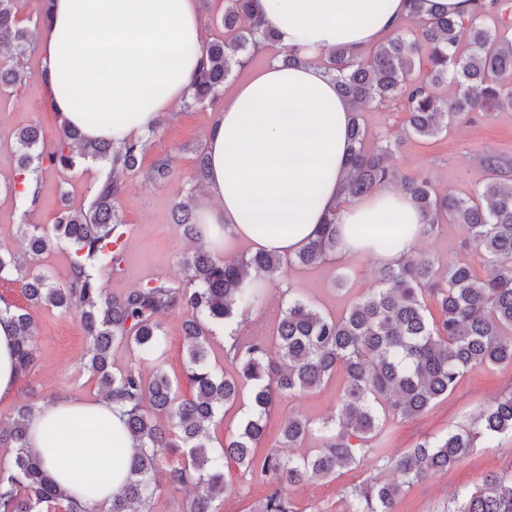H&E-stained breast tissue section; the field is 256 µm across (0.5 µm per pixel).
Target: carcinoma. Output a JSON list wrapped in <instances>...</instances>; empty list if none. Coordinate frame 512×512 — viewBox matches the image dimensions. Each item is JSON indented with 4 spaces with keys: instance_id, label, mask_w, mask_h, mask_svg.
Listing matches in <instances>:
<instances>
[{
    "instance_id": "1",
    "label": "carcinoma",
    "mask_w": 512,
    "mask_h": 512,
    "mask_svg": "<svg viewBox=\"0 0 512 512\" xmlns=\"http://www.w3.org/2000/svg\"><path fill=\"white\" fill-rule=\"evenodd\" d=\"M409 2L408 21L415 26L411 35L397 34L367 55L345 47L330 52L324 68L338 91L356 106L403 103L404 132L420 138L448 131L462 115L512 110L509 26L490 29L481 22L483 15L503 11L506 0H476V10L466 20L447 14L425 17L422 0ZM20 3L0 0V46L12 55V63L0 64V90L14 95L33 78L24 60L35 50L29 31L19 25ZM222 23L224 40L204 44L202 66L187 95L195 106L216 101L243 57L274 41V34L261 29L251 14L249 0H224ZM423 56L427 75L415 81L410 75ZM448 83L456 87L453 97L435 94V87ZM44 137L36 125L14 134L18 155L14 176L4 188L27 208L38 203V194L29 197L22 189L29 176L37 181L46 170L71 169L87 159L109 163V172L87 206L58 212L49 229L24 226V252L0 255V279L16 283L34 305L80 310L88 340L84 366L119 407L137 442L127 463V481L107 512H151L159 472L172 487L196 488L187 512H217L214 502L232 467L240 477L260 478L269 487L253 512H295L281 495L282 485L333 480L371 455L378 473L346 490V512H395L405 490L451 469L477 439L491 443L502 435L512 437V391L484 408L467 428L395 452L390 436L391 421L424 415L448 398L472 368L512 364V187L499 179V157L484 158L491 177L472 195L439 193L426 178L402 176L391 166V143L365 148V130L353 118L345 198L356 200L399 183L428 229L443 221L460 225L465 244L485 257L490 273L480 278L464 260L448 264L440 277L433 260L405 257L381 264L380 288L352 301L341 315H327L311 299L290 291L273 335L243 340L238 328L266 295L264 288L248 287L247 279L268 284L288 263L311 266L331 259L341 245L336 215L291 256L257 251L220 257L200 247L183 257L182 283L158 277L120 297L109 296L101 275L119 265L125 236L116 200L123 193L122 177L140 173L138 159L146 143L131 140L116 147L106 139L91 141L64 123L54 132L52 150L40 149ZM173 220L191 238L206 233L185 201L175 204ZM54 249L71 254L70 275L62 283L30 267L32 260ZM427 297L438 311L432 321L426 315ZM182 308L192 311L183 336L186 377L193 389L188 398L162 367L167 347L162 317ZM6 310L12 311L16 367L24 378L35 361L34 324L23 309ZM216 327L224 328L231 340L224 348V358L234 366L230 376L210 363L209 339ZM117 343L154 361L151 374L133 366L113 371L112 347ZM338 374L343 385L336 415L317 426L300 415L290 416L278 439L282 448H299L314 436L319 448L298 459L272 449L256 462L273 406ZM243 388L250 390L245 415L224 436L221 450L214 451L208 424L224 407L237 403ZM34 409L26 403L9 421H0V447L13 452L10 465L0 467V508L52 512L63 504L65 512H89L67 500L43 463L26 451L27 422ZM386 470L394 477L384 478ZM452 512H512V475H492L474 491L460 490Z\"/></svg>"
}]
</instances>
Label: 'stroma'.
I'll return each mask as SVG.
<instances>
[{"mask_svg": "<svg viewBox=\"0 0 512 512\" xmlns=\"http://www.w3.org/2000/svg\"><path fill=\"white\" fill-rule=\"evenodd\" d=\"M42 54L29 56L25 65L33 78L24 93L0 94V182L6 181L11 169L1 163L16 149L14 134L31 125L40 126L45 134V149H52V135L58 119L47 104L48 93L39 79L43 67ZM218 113L217 107L177 104L163 115L160 125L147 141L140 159L141 173L127 179L120 198L119 212L127 227L126 244L120 264L105 273L102 285L106 292L121 296L142 287L149 279L161 277L181 283L185 273L181 259L192 253L196 244L185 237L180 225L174 224V203L194 201L203 191L194 182L197 148L206 146V134ZM366 130L365 146L373 148L384 136L398 135L405 120L402 105L361 109ZM496 154L512 163V112H493L472 118L462 117L446 133L434 138L411 137L393 149V163L404 175H421L440 191L458 195L471 194L482 185L487 173L481 164L484 156ZM160 159L168 160V179L151 182L144 173ZM107 173L103 162L88 160L73 170H49L40 184V205L28 210L20 200L0 194V251H21L20 225L53 224L59 198H67L72 209L86 205L91 194ZM417 253L434 259L440 267L458 260L470 261L479 274L487 268L477 252L465 248L459 225L441 224L420 241ZM375 260L368 257L348 258L342 255L320 265L285 266L281 279L298 293L310 297L326 314L340 315L349 303L367 295L377 286ZM347 272L345 287H337L336 276ZM0 299L9 305L27 309L35 327L36 361L17 391L13 401L0 404V420L13 416L18 405L27 401H50L60 396L96 399L103 391L95 377L83 370L82 362L88 342L77 313H63L49 306H32L16 285L0 280ZM192 314L180 310L164 316L163 326L168 346L163 356L164 368L182 394L192 389L185 372L186 352L182 324ZM340 381L308 391L282 402L272 413L267 437L258 455L275 447L281 427L288 416L300 414L321 422L336 412V395ZM512 391V365L475 368L464 375L448 399L427 414L409 420H395L392 426L394 449L411 448L420 440L438 437L449 430L468 425L480 409L497 397ZM371 465L344 472L338 479L314 481L283 488L282 493L299 512H345L343 496L352 486L372 473ZM491 474H512V439L499 438L496 445L477 440L474 448L453 469L435 474L425 483L407 490L399 499L396 512H449L459 489L481 487ZM228 484L218 500L220 512H246L267 494L269 487L261 480L241 481L237 471L227 475Z\"/></svg>", "mask_w": 512, "mask_h": 512, "instance_id": "obj_1", "label": "stroma"}]
</instances>
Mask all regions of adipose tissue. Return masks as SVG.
<instances>
[{"label": "adipose tissue", "instance_id": "adipose-tissue-1", "mask_svg": "<svg viewBox=\"0 0 512 512\" xmlns=\"http://www.w3.org/2000/svg\"><path fill=\"white\" fill-rule=\"evenodd\" d=\"M262 28L304 57L273 60L239 83L208 131L209 177L195 201L213 245L232 253L287 255L307 244L330 211L339 214L341 252L393 263L424 237L422 216L394 186L343 203L354 109L317 63L344 46L377 48L408 13L406 0H251ZM198 0H53L38 42L49 104L86 139L114 144L148 134L189 92L202 54ZM398 227L384 247L387 225ZM0 300V402L17 393L15 330ZM27 446L78 502L106 506L126 477L119 459L136 442L111 401L64 397L38 405Z\"/></svg>", "mask_w": 512, "mask_h": 512}]
</instances>
